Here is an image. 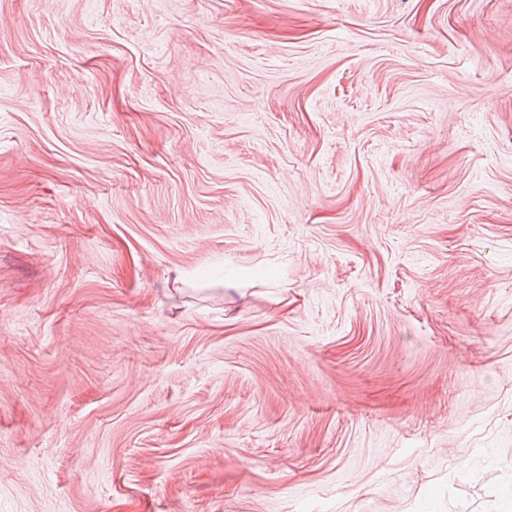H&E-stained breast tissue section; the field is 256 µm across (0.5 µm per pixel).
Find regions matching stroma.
Segmentation results:
<instances>
[{
	"mask_svg": "<svg viewBox=\"0 0 512 512\" xmlns=\"http://www.w3.org/2000/svg\"><path fill=\"white\" fill-rule=\"evenodd\" d=\"M512 0H0V512H506Z\"/></svg>",
	"mask_w": 512,
	"mask_h": 512,
	"instance_id": "stroma-1",
	"label": "stroma"
}]
</instances>
